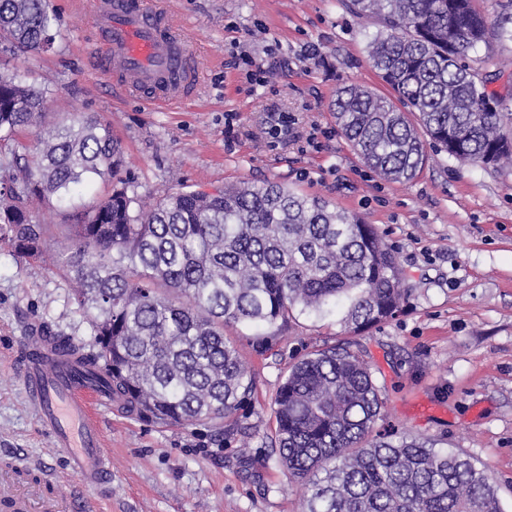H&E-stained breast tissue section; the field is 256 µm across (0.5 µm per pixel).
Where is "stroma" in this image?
Segmentation results:
<instances>
[{
    "label": "stroma",
    "mask_w": 512,
    "mask_h": 512,
    "mask_svg": "<svg viewBox=\"0 0 512 512\" xmlns=\"http://www.w3.org/2000/svg\"><path fill=\"white\" fill-rule=\"evenodd\" d=\"M188 34L199 94L153 107L102 82L90 4L47 0L57 33L49 51L0 50V71L42 89L48 112L96 114L125 153L128 193L149 204L183 187L211 191L276 182L374 225L395 252L408 295L387 322L359 333L336 316L304 313L263 333L229 327L253 380L240 432L203 422L160 425L116 406L99 413L112 457V494L91 512H301L304 485L276 461L274 402L288 367L308 351L351 341L371 365L382 399L375 433L435 440L484 469L512 512V164L463 165L431 152L409 182L383 179L341 134L339 87H388L369 62L375 20L342 0H165ZM265 69L249 84L233 57ZM295 118L296 138H271L268 116ZM232 125H225L226 115ZM318 145L300 150V140ZM56 236L42 260L19 262L0 244V461L7 452L75 487L24 393L14 361L25 322L93 344L60 265Z\"/></svg>",
    "instance_id": "stroma-1"
}]
</instances>
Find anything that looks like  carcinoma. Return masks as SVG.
<instances>
[{
	"label": "carcinoma",
	"mask_w": 512,
	"mask_h": 512,
	"mask_svg": "<svg viewBox=\"0 0 512 512\" xmlns=\"http://www.w3.org/2000/svg\"><path fill=\"white\" fill-rule=\"evenodd\" d=\"M381 30L368 57L398 103L358 85L337 89L336 124L383 178L410 181L432 149L458 162L512 161V93L489 86L470 52L509 36L473 0H347ZM55 40L45 0H0V45L44 52ZM42 136L14 152L22 183L0 180V242L21 262L42 258L50 227L33 200L71 203L75 187L124 166L112 124L87 115L46 121L43 93L0 75V142ZM113 185L60 225L72 298L89 316V362L108 370L112 400L162 424L224 422L233 430L252 378L224 326L278 327L295 313L336 314L350 332L401 310L407 290L393 249L372 224L287 187L248 182L175 189L148 209ZM382 401L368 365L342 342L293 363L275 399V447L305 483L302 512H502L486 472L434 441L370 438Z\"/></svg>",
	"instance_id": "cac0c4a2"
}]
</instances>
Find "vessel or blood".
Wrapping results in <instances>:
<instances>
[{"label":"vessel or blood","mask_w":512,"mask_h":512,"mask_svg":"<svg viewBox=\"0 0 512 512\" xmlns=\"http://www.w3.org/2000/svg\"><path fill=\"white\" fill-rule=\"evenodd\" d=\"M100 36L94 52L101 73L125 93L148 103L175 105L192 96L199 72L184 31L169 11L148 0H93ZM17 365L24 391L54 447L63 454L78 489L54 496L50 512H84L88 497L112 494V462L101 428L88 410L90 365L84 352L28 323Z\"/></svg>","instance_id":"vessel-or-blood-1"}]
</instances>
